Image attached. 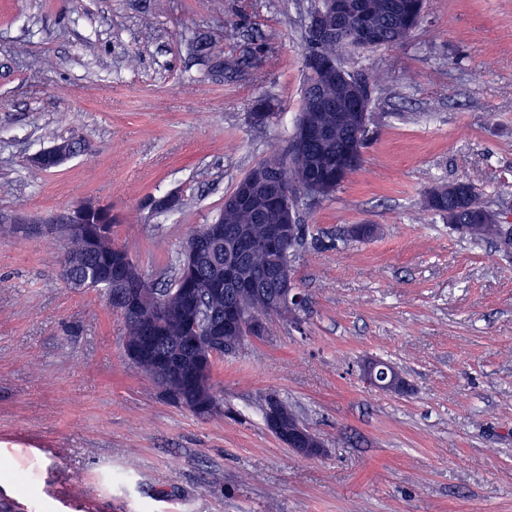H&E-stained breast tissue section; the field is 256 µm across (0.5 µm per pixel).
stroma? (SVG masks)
Returning <instances> with one entry per match:
<instances>
[{
  "mask_svg": "<svg viewBox=\"0 0 512 512\" xmlns=\"http://www.w3.org/2000/svg\"><path fill=\"white\" fill-rule=\"evenodd\" d=\"M316 3L0 0V512H512V250L422 207L461 180L512 204V0H426L405 41L344 57L387 92L360 167L299 202L301 324L217 363L223 416L136 371L122 315L67 285L41 230L96 202L143 276L173 279L190 231L287 154ZM73 136L89 151L32 173ZM354 224L379 232L344 241ZM369 359L407 389L368 384ZM269 393L322 456L267 430Z\"/></svg>",
  "mask_w": 512,
  "mask_h": 512,
  "instance_id": "stroma-1",
  "label": "stroma"
}]
</instances>
